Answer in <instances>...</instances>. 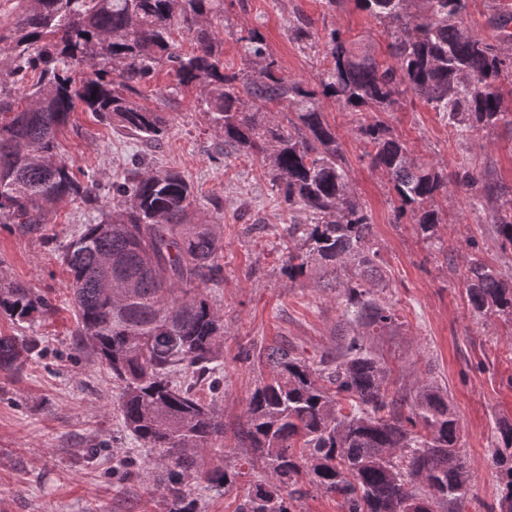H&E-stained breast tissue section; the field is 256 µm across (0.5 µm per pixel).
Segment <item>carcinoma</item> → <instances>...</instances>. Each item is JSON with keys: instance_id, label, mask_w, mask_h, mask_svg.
<instances>
[{"instance_id": "obj_1", "label": "carcinoma", "mask_w": 512, "mask_h": 512, "mask_svg": "<svg viewBox=\"0 0 512 512\" xmlns=\"http://www.w3.org/2000/svg\"><path fill=\"white\" fill-rule=\"evenodd\" d=\"M389 26L391 64H382L338 29L324 35L327 65L316 90L282 74L255 28L239 32L251 69L224 65V42L212 20L224 0H18L8 34L0 33V223L39 224L45 206L70 200L84 225L60 254L78 317L76 346L92 354L121 385L118 412L150 461L130 462L125 478L153 477L168 512H192L188 487L207 492L253 478L236 512H296L320 491L340 512H464L470 471L459 447L460 418L432 379L415 393L390 388V369L370 338L399 324L377 296L384 259L373 217L355 192L335 130L320 97L357 113L370 167L392 184L395 221L410 220L427 248L446 257L438 200L450 186L471 190L470 204L492 213L501 249H512V199H502L486 172L467 157L453 172L420 157L380 119L410 92L448 120L457 140L479 130L512 129L501 80L512 75V12L491 7L494 41L466 26L467 0H354ZM189 36L183 50L175 32ZM290 38L316 44L312 23L296 17ZM166 94L199 91L196 107L211 115L224 157L258 159L279 193L289 222L288 279L309 263L322 287L339 288L344 332L336 350L307 358L292 347L243 346L237 360L258 372L245 420L243 451L222 469L203 472L201 454L224 436L216 397L224 373V322L201 291L223 281V238L194 220L193 191L177 172L142 170L112 186L117 205H98V186L78 180L59 157L58 134L79 108L157 145L167 113L138 102L161 68ZM24 96L15 85L27 76ZM287 111V124L273 113ZM118 262L109 270L107 258ZM476 317L512 324V275L474 254L464 267ZM51 302L19 283L0 280V314L28 322ZM35 336L0 335V369L20 371L39 354ZM499 512H512V422L495 425Z\"/></svg>"}]
</instances>
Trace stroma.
<instances>
[{"label":"stroma","mask_w":512,"mask_h":512,"mask_svg":"<svg viewBox=\"0 0 512 512\" xmlns=\"http://www.w3.org/2000/svg\"><path fill=\"white\" fill-rule=\"evenodd\" d=\"M297 14L312 20L317 35L339 29L388 61L386 27L353 0L334 12L322 0H224V19L215 30L224 41L225 62L242 68L236 36L255 27L288 78L317 85L322 49H301L291 41L288 25ZM170 82L162 70L143 89L142 104L170 116V130L156 148L82 111L71 113L59 144L74 170L97 181L107 205L113 181L123 177L133 154L152 151L155 167L178 171L192 185L199 219L220 227L224 280L208 298L224 319L226 385L219 404L227 434L202 455L211 468L237 455L232 432L244 420L256 382L255 372L236 359L240 347L289 344L309 357L330 350L342 328L341 297L320 287L315 270L288 278V252L279 243L288 217L277 206L275 187L259 163L219 155L210 115L195 108L192 95L166 96ZM322 107L344 150L352 185L373 215L386 261L382 297L399 314V326L374 337L372 345L396 386L413 389L433 377L447 387L471 472L465 512H487L499 495L497 472L487 461L495 424L512 420V325L471 313L461 273L476 250L512 274V251L499 249L488 213L470 208L466 191L456 189L442 203L444 245L452 258L444 263L417 238L413 224L395 223L392 187L362 158L356 114L329 98ZM383 119L425 159L451 168L468 153L491 181L512 192L511 130L480 131L461 146L441 115L409 93L399 111ZM83 220L75 203L64 202L49 208L42 224H0V278L48 297L55 308L28 323L0 315V335L41 339L40 355L20 373L0 370V512H168L153 481L115 476L120 462L150 457L151 451L124 432L117 384L89 354L75 350L77 319L58 255ZM91 448L96 457L88 456Z\"/></svg>","instance_id":"35a3bbf8"}]
</instances>
